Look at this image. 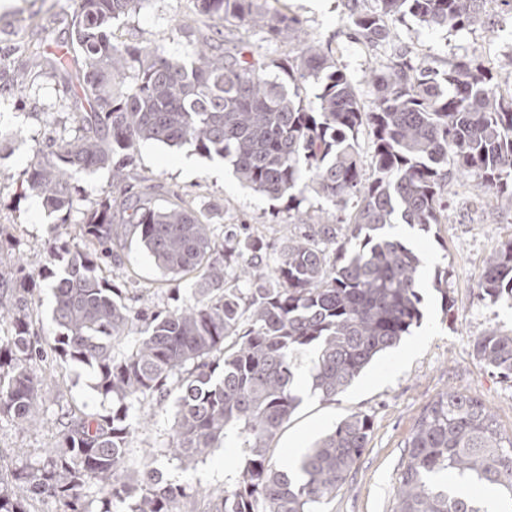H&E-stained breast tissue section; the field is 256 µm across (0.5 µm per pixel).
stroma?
<instances>
[{
	"mask_svg": "<svg viewBox=\"0 0 512 512\" xmlns=\"http://www.w3.org/2000/svg\"><path fill=\"white\" fill-rule=\"evenodd\" d=\"M374 6V0H278L276 4L277 9L301 20L307 32L328 48L367 110L375 98L371 73L386 70L400 54L411 64L441 72L461 60L495 74L512 72V29L501 27L505 8L500 0H484L480 22L463 29L432 28L408 16L391 21L390 33L383 40L352 39V11ZM69 19L67 0H13L9 8L0 10V62L13 67L31 64L36 44L47 60L63 54L70 48ZM204 29L205 19L197 15L192 0H146L140 11L115 21L112 33L123 40L156 43L181 56ZM224 45L244 46L277 62L293 53L289 43L234 26L225 28ZM78 77V65L62 72L47 64L23 97L0 96V134L6 137L0 143V228L7 238L0 245V260L39 255L53 239L79 234L77 224L59 223L57 215L22 186L38 142L63 130L77 134L73 92L79 87ZM183 158L192 160V170L180 166ZM478 181V176L471 175L444 187L448 208L441 223L429 230L404 224L394 229L422 261L419 325L377 357L335 399L305 396L273 442L275 459L290 463L344 417L359 412L370 419L367 447L321 512H393L405 443L426 408L448 389L477 398L495 414L501 429L512 434V379L479 363L473 350L477 337L512 329V302L494 303L479 297L487 260L501 242L512 238V208L498 203L495 190L478 188ZM131 182L154 205L168 204L176 196L195 206L219 202L222 212L214 219L216 237L247 225L253 235L262 238L261 256L267 265L273 264L276 249L286 238L305 230L287 199L276 200L240 184L229 163L206 156L191 144L142 143ZM114 251L116 257L104 275L122 289L128 305L161 309L175 300L192 301V278H184L179 295H172L133 231H126ZM66 261L62 253L46 267L30 271L35 282L30 305L33 331L47 342L58 331L52 321L51 284ZM94 382L88 366L56 357L47 365L42 396L50 406L61 398L74 409L98 412L105 403ZM174 413L175 400L170 397L154 406L149 423L134 425L128 463L137 466L154 460L165 482L184 487L189 512H204L205 493L223 489L224 473L234 467L238 451L221 447L206 459L190 462L159 456V448L171 433ZM58 431L53 416L24 430L0 418V463L12 469L39 458L54 446Z\"/></svg>",
	"mask_w": 512,
	"mask_h": 512,
	"instance_id": "1",
	"label": "stroma"
}]
</instances>
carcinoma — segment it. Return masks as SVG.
Returning a JSON list of instances; mask_svg holds the SVG:
<instances>
[{
  "instance_id": "cac0c4a2",
  "label": "carcinoma",
  "mask_w": 512,
  "mask_h": 512,
  "mask_svg": "<svg viewBox=\"0 0 512 512\" xmlns=\"http://www.w3.org/2000/svg\"><path fill=\"white\" fill-rule=\"evenodd\" d=\"M144 0H72L69 41L82 58L81 127L73 137L38 144L25 172L27 189L68 223L80 214L81 239L57 241L51 254L69 255L53 283V319L63 333L51 351L93 368L95 390L112 407L85 414L60 410L55 448L0 479V512H29L51 498L63 512H181L179 486L143 466L125 473L132 412L176 395L172 434L160 454L207 457L229 442L239 463L209 512H318L336 494L366 448L368 419L353 413L292 464L273 457L272 443L302 396L294 384L309 352L311 389L333 400L381 353L420 322V257L385 228L402 221L440 223L442 186L474 172L485 185L508 190L512 204V79H494L458 62L439 74L401 59L373 79L372 110L359 105L347 75L308 37L297 20L265 7L267 0H193L212 34L190 42L184 56L158 46L113 39V21ZM379 9L354 18L362 41L386 38L388 21L410 15L428 27L475 24L482 0H377ZM227 24L258 28L295 43L282 65L242 47L216 52ZM319 84L314 100L302 85ZM35 80L27 70L0 73V91L17 94ZM364 124L375 136V174L362 183L356 150ZM190 143L228 161L237 178L272 198L292 202L307 192L345 205L343 225L312 224L286 240L274 266L256 261L261 240L231 231L213 235L212 207L183 202L155 207L142 201L127 167L140 144ZM106 168L108 189L81 205L76 175ZM131 225L145 252L179 291L196 275L195 300L156 312L125 304L122 290L101 276L112 263L118 226ZM343 237L331 263L320 242ZM239 262L251 287L227 285ZM0 264V417L24 428L49 407L39 375L48 352L34 340L26 268ZM483 298L512 299V240L487 262ZM140 336L118 355L113 343ZM478 361L512 377V329L474 343ZM406 448L394 512H485L480 501L440 482L453 475L493 488L512 505V435L472 396L450 390L422 414Z\"/></svg>"
}]
</instances>
